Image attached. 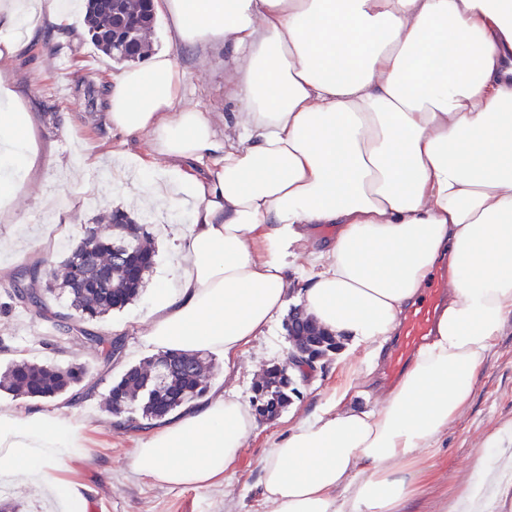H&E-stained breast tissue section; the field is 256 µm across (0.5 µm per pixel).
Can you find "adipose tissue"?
Listing matches in <instances>:
<instances>
[{
    "instance_id": "1",
    "label": "adipose tissue",
    "mask_w": 512,
    "mask_h": 512,
    "mask_svg": "<svg viewBox=\"0 0 512 512\" xmlns=\"http://www.w3.org/2000/svg\"><path fill=\"white\" fill-rule=\"evenodd\" d=\"M174 39L223 45L231 110L180 106L168 54L107 76L106 119L145 136L131 165L150 175L138 202L177 185L190 206L174 287L146 317L156 352L206 351L225 369L282 313H304L363 347L309 417L258 468L273 512H403L436 447L470 403L512 318V0H153ZM81 25L74 0H0V66L33 17ZM33 118L0 108V161L31 169ZM334 236L313 250V228ZM448 290L431 336L398 384L369 397L386 345L438 266ZM256 414L212 394L141 435L130 465L154 485L223 480ZM84 448L83 423L0 409V480L24 476L86 512V486L58 478Z\"/></svg>"
}]
</instances>
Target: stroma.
<instances>
[{
    "instance_id": "obj_1",
    "label": "stroma",
    "mask_w": 512,
    "mask_h": 512,
    "mask_svg": "<svg viewBox=\"0 0 512 512\" xmlns=\"http://www.w3.org/2000/svg\"><path fill=\"white\" fill-rule=\"evenodd\" d=\"M149 41L153 51L169 52L183 73L182 106L218 116L231 107L234 71L223 46L179 47L169 40L162 20ZM117 67V62L101 53L86 34L35 19L19 51L8 66L0 68V86L35 117L33 136L38 147L32 171L0 167V178L22 186L14 202L17 222L0 220V263L15 269L42 258L52 268H59L69 245L82 238L86 225L117 209L146 219L157 252L139 297L91 324L100 334L125 339L121 358L109 365L88 348L64 342L53 322L25 312L0 289V371L21 359L59 366L80 363L86 370L82 386L87 393L80 402L65 404L58 399L38 403L0 392V409L62 408L77 416L94 412L96 419L88 425L84 458L62 471L61 477L89 487L92 501H107L112 512H269L256 489L260 459L289 426L313 412L345 382L358 358L343 350L330 357L308 383L300 386L299 396L279 417L261 423L222 484L159 487L132 469L129 457L139 434L113 427V418L104 409L105 398L112 381L153 354L143 339L144 319L157 289L174 279L189 212L168 199L157 200L149 208L139 207L136 198L142 193V183L131 182L125 167L101 168L95 164L107 150L137 155L147 148L144 137L115 130L104 118L106 97L98 87ZM74 164L82 167L77 183L66 175L67 167ZM55 224L68 225L69 235L53 251L42 252L38 241ZM288 350L285 321L279 318L265 335L252 342L232 371H225L222 357H213L211 381L225 392L250 400L263 370L282 361ZM511 423L512 320L506 322L494 342L472 402L449 424L438 446L429 449L430 468L421 490L407 503L406 512H443L445 501L479 480L477 462L496 467L502 454L494 446L496 436Z\"/></svg>"
}]
</instances>
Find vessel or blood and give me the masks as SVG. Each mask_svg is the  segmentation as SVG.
<instances>
[{
  "mask_svg": "<svg viewBox=\"0 0 512 512\" xmlns=\"http://www.w3.org/2000/svg\"><path fill=\"white\" fill-rule=\"evenodd\" d=\"M443 288V282H433L428 288L426 300L409 310L402 324L401 335L385 361L387 381L392 382L399 377L408 359L425 342Z\"/></svg>",
  "mask_w": 512,
  "mask_h": 512,
  "instance_id": "obj_1",
  "label": "vessel or blood"
}]
</instances>
